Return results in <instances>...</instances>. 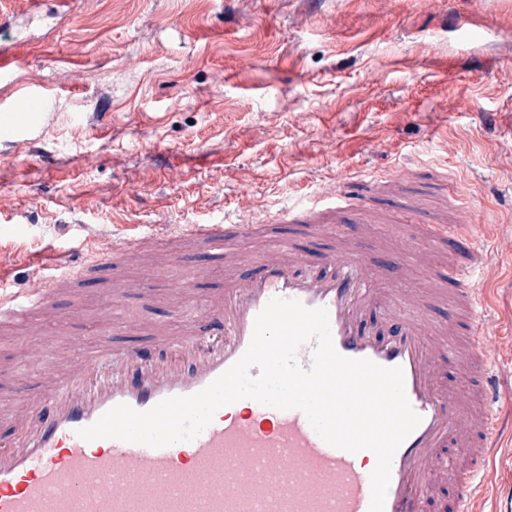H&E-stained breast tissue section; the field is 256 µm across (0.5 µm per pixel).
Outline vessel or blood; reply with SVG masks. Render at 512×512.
Masks as SVG:
<instances>
[{
  "mask_svg": "<svg viewBox=\"0 0 512 512\" xmlns=\"http://www.w3.org/2000/svg\"><path fill=\"white\" fill-rule=\"evenodd\" d=\"M42 91L23 92L0 114V140L20 138L24 128L14 114L23 110L37 125ZM410 171L385 174L352 171L331 188L298 205L278 211L275 223L302 225L317 233L342 223L345 215L365 222L372 212L373 188L399 191ZM447 192L452 216L438 234L448 247V288L444 317L431 319L406 288L411 250L407 238L393 246L391 264L374 263L359 242L338 235L326 252V273L310 269L296 247L266 248L257 267L224 273V298L208 301L198 322L165 335L171 359L149 362L139 350L89 351L62 379L49 382L15 414L19 437L0 451V512H369L371 473L363 467L372 451L351 453L326 443L304 412L280 410L252 399L219 409L193 440L154 448L118 439L81 438L79 429L95 423L119 404L146 411L174 396L194 394L212 383L247 350L257 315L275 298L326 309L336 351L351 359H368L399 367L419 425L397 448L391 466L384 512H427V484L454 479L451 512H469L477 478L491 464L498 438L506 428L494 390L492 348L487 340V289L474 276L489 251L459 232L472 219L473 203L448 176L437 179ZM253 219L235 215L220 224L172 225L171 236L191 244L171 254L174 262L195 268V251L223 252L224 241L255 234ZM147 234L112 241L86 260L84 269H108L115 261L138 265ZM68 255L50 262V275L24 289L0 294V317L26 318L32 310L52 306L54 293L72 286ZM382 312L396 328L381 342L362 327L366 314ZM222 317L224 337L209 339L204 321ZM467 371L473 383L462 389L443 384L445 365ZM457 453L454 475L442 467L441 451Z\"/></svg>",
  "mask_w": 512,
  "mask_h": 512,
  "instance_id": "obj_1",
  "label": "vessel or blood"
}]
</instances>
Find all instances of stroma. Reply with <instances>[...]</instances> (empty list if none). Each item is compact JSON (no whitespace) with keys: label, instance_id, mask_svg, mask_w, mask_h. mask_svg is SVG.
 <instances>
[{"label":"stroma","instance_id":"35a3bbf8","mask_svg":"<svg viewBox=\"0 0 512 512\" xmlns=\"http://www.w3.org/2000/svg\"><path fill=\"white\" fill-rule=\"evenodd\" d=\"M476 18L471 27L460 17ZM0 108L42 90L45 115L26 141L0 142V282L18 291L50 255L127 238L139 224L223 221L268 213L346 171L399 165L414 177L403 197L438 209L433 176L472 199L478 244L491 245L480 279L490 310L512 320V0H0ZM345 232L383 258L407 235L440 259L432 223L368 224ZM113 265L84 277L80 298L56 294L29 323L0 322V446L26 380L68 371L107 343L165 357L155 332L178 331L201 298L224 296L207 276L165 259ZM132 282L124 323L105 336L98 301L115 279ZM190 295L174 315L168 285ZM49 351L39 364L34 338ZM512 496V435H503L479 507Z\"/></svg>","mask_w":512,"mask_h":512}]
</instances>
